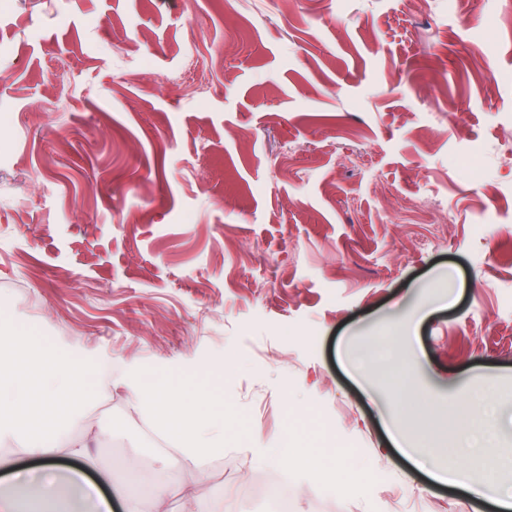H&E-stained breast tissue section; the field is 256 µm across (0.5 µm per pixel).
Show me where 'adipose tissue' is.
Listing matches in <instances>:
<instances>
[{"instance_id":"1","label":"adipose tissue","mask_w":512,"mask_h":512,"mask_svg":"<svg viewBox=\"0 0 512 512\" xmlns=\"http://www.w3.org/2000/svg\"><path fill=\"white\" fill-rule=\"evenodd\" d=\"M126 410L157 424L168 436L180 437L185 454L207 453L224 439V409L201 391L188 399H173L170 389L146 385L138 368L123 376ZM87 376L71 358L17 335L0 321V445L17 449L40 463L36 473H13L10 481L20 494L0 495V512H57L59 485L85 495L80 472L61 470L56 460L67 456L94 465L87 436L70 435L67 424L84 410ZM435 480L460 489H476L481 499L512 512V497L492 482L474 484L463 471L448 472L441 459L431 460Z\"/></svg>"}]
</instances>
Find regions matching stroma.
<instances>
[{
    "label": "stroma",
    "instance_id": "35a3bbf8",
    "mask_svg": "<svg viewBox=\"0 0 512 512\" xmlns=\"http://www.w3.org/2000/svg\"><path fill=\"white\" fill-rule=\"evenodd\" d=\"M0 302L111 363L70 427L121 420L103 493L158 460L127 366L186 392L211 360L230 429L171 512H270L242 493L279 475L292 512H490L384 420L495 393L443 462L512 493V0H0Z\"/></svg>",
    "mask_w": 512,
    "mask_h": 512
}]
</instances>
